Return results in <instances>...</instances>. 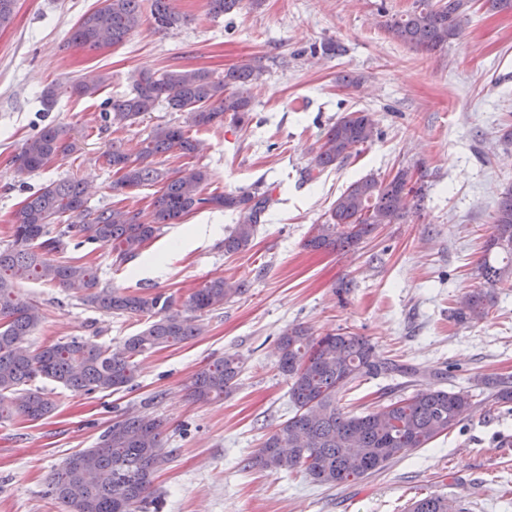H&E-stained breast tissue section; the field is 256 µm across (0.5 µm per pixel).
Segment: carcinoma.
I'll return each instance as SVG.
<instances>
[{
	"mask_svg": "<svg viewBox=\"0 0 512 512\" xmlns=\"http://www.w3.org/2000/svg\"><path fill=\"white\" fill-rule=\"evenodd\" d=\"M142 0H104V5L81 17L73 28L74 44L96 49L106 35L112 46L124 43L140 25ZM469 0H415L405 14L387 23L392 39L431 52L443 48L462 31ZM209 12L220 16L240 8L241 0H207ZM151 14L161 29L179 22L171 0H152ZM260 69L250 63L234 65L224 74L195 68L160 74L132 75L129 94L106 102L104 119L112 125H131L164 102L174 112H185L196 127L221 126L225 118L243 124L251 112L249 88ZM105 77L78 80L66 86L52 84L42 102L51 109L61 93L92 98ZM379 130L370 113L350 111L324 130L306 169L310 180L351 157L374 141ZM76 148L70 131L47 125L29 138L18 156L22 175L38 171ZM178 150H196V142L180 125L156 126L141 147L128 151L120 145L104 153L106 164L118 174L115 191L159 184L152 201L151 220L140 212L101 208L76 227L75 234L91 243L112 248L116 259L136 257L164 224H177L207 206L236 211L239 219L224 236V253L252 245L258 224L273 202V190L254 189L204 194L210 180L203 167L163 171L152 158ZM424 198L419 170L401 167L379 179L370 174L350 183L313 225L306 246L312 250H346L369 239L382 224H397L404 212ZM86 204V188L76 176L50 183L28 196L13 214L12 243L0 249V418L18 416L37 421L54 410L47 394L26 388L45 378L79 392L127 387L135 377L136 359L202 333L200 314L221 309L247 292L245 279L215 278L189 294L184 310L161 294L118 293L98 287L96 269L87 263L51 257L62 251L67 231L52 235L51 226ZM39 280L81 295L105 314L147 318L146 328L114 351L88 340L73 338L32 348L29 336L41 320L38 305L17 295L16 282ZM478 285L464 292L451 312L460 325L488 319L497 288H512V183L501 192L491 217L490 232L476 270ZM278 367L290 381L293 415L262 442L252 464L270 472H303L313 482L335 487L383 469L414 448H424L460 424L476 408L473 394L464 389L431 387V376L382 357L365 337L350 331L315 337L302 324L286 327L278 340ZM241 360L228 354L195 374L191 396L207 401L229 392L241 372ZM382 373L409 377L417 389L376 409L350 414L338 407V396L357 379ZM163 435L161 423L150 415H134L112 423L96 446L72 454L48 484V494L61 512H145L152 503L155 473L165 464L157 453ZM410 512H450L448 500L427 495L412 503Z\"/></svg>",
	"mask_w": 512,
	"mask_h": 512,
	"instance_id": "cac0c4a2",
	"label": "carcinoma"
}]
</instances>
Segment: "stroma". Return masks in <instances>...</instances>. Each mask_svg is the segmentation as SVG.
I'll use <instances>...</instances> for the list:
<instances>
[{
    "mask_svg": "<svg viewBox=\"0 0 512 512\" xmlns=\"http://www.w3.org/2000/svg\"><path fill=\"white\" fill-rule=\"evenodd\" d=\"M101 3L18 0L10 24L0 28V249L11 241L22 201L73 175L88 185V209L151 213L157 185L113 191L115 174L103 154L115 143L136 147L160 124L186 127L199 148L155 156V167H203L207 191L268 187L274 201L250 249L234 255L225 254L223 236L198 235L203 224H235L234 215L218 210L164 225L124 263L100 244L66 245L63 257L93 263L101 286L115 292L161 293L180 304L217 277L244 278L250 287L204 314L201 335L138 357L127 388L84 393L36 380L56 408L38 421L0 422V512H59L47 493L51 475L131 414L152 415L164 426L160 453L167 462L153 481L159 512H407L429 494L448 497L463 512H512V403L490 404L484 386L512 379V288L497 289L483 323L467 327L450 317L456 299L476 283L491 215L512 180V145L499 139L512 123V10L470 0L460 36L422 52L385 30L387 15L405 13L413 0H243L218 18L206 0H172L182 21L168 30L157 28L150 0H143L141 24L125 43L94 50L73 44L75 24ZM330 39L345 47L342 57L311 55L312 45ZM248 62L261 74L250 88L247 125L199 130L187 113L163 103L124 128L105 127L100 117L104 102L130 92L133 72L191 65L220 74ZM346 73L355 77L353 86L340 83ZM92 74L108 78L96 98L65 96L44 108L45 87ZM351 110L370 112L379 138L307 179L322 132ZM50 123L70 126L77 148L19 175L14 156ZM401 166L425 175L419 210L403 223L382 225L357 249L305 248L313 225L351 182ZM177 238L182 250L155 270ZM18 289L41 310L29 338L34 348L77 337L117 349L146 325L103 314L53 285L24 280ZM292 323L316 336H364L382 357L435 375L437 387L470 390L478 406L427 447L333 488L300 472L248 467L293 410L277 351ZM233 353L243 367L231 393L190 399L193 375ZM410 393L403 377L381 374L353 383L339 405L358 414Z\"/></svg>",
    "mask_w": 512,
    "mask_h": 512,
    "instance_id": "35a3bbf8",
    "label": "stroma"
}]
</instances>
